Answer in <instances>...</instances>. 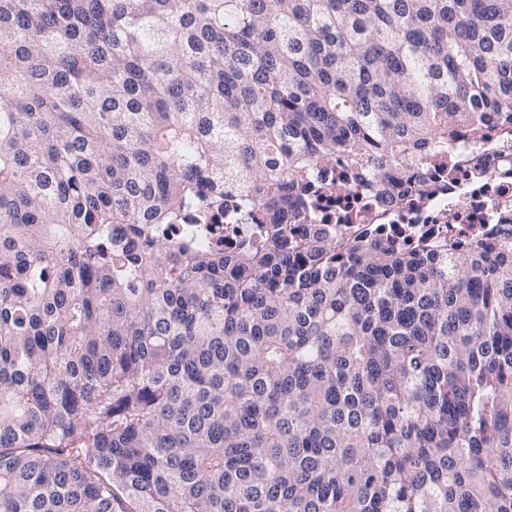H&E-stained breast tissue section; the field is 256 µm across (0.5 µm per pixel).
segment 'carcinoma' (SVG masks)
Instances as JSON below:
<instances>
[{"mask_svg":"<svg viewBox=\"0 0 512 512\" xmlns=\"http://www.w3.org/2000/svg\"><path fill=\"white\" fill-rule=\"evenodd\" d=\"M488 115L512 0H0V512H512V244L308 225ZM221 224H177V236L191 238L199 246L209 245L221 231Z\"/></svg>","mask_w":512,"mask_h":512,"instance_id":"obj_1","label":"carcinoma"}]
</instances>
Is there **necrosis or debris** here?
Returning <instances> with one entry per match:
<instances>
[{"label":"necrosis or debris","instance_id":"1","mask_svg":"<svg viewBox=\"0 0 512 512\" xmlns=\"http://www.w3.org/2000/svg\"><path fill=\"white\" fill-rule=\"evenodd\" d=\"M487 127L484 140L472 141L462 130L451 155L430 157L426 197L403 193L396 182L393 201L381 203L355 184L323 202L318 223L339 243L360 235L408 247L426 241L465 250L478 240L512 241V135L504 134L494 116Z\"/></svg>","mask_w":512,"mask_h":512}]
</instances>
